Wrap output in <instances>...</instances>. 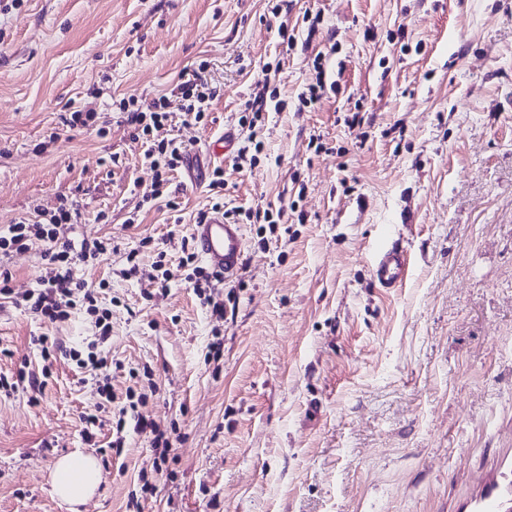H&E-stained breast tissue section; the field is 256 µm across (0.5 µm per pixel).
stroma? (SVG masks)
<instances>
[{
  "label": "stroma",
  "instance_id": "1",
  "mask_svg": "<svg viewBox=\"0 0 512 512\" xmlns=\"http://www.w3.org/2000/svg\"><path fill=\"white\" fill-rule=\"evenodd\" d=\"M319 54L346 91L303 108ZM197 68L216 96L203 122L173 114L184 143L228 125L248 137L238 119L262 87L287 103L254 163L224 157L227 205L288 221L245 225L220 321L186 282L161 291L115 274L135 249L146 265L158 249L177 260L211 205L204 159L196 187L173 173L177 210L144 202L154 173L116 107L170 94ZM75 105L106 135L69 129ZM65 199L74 241L113 245L73 268L112 312L113 409L147 393L138 411L156 428L108 452L96 385L57 358L38 404L0 399V512H127L146 481L143 512H497L512 493V0L0 4V229ZM389 226L413 268L388 292L371 267ZM8 267L14 293L37 287L43 244ZM94 332L82 311L49 324L0 309V375L40 365L32 337L83 351ZM159 431L170 446L155 475ZM75 452L105 472L76 508L50 482Z\"/></svg>",
  "mask_w": 512,
  "mask_h": 512
}]
</instances>
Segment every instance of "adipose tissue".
I'll return each instance as SVG.
<instances>
[{
	"label": "adipose tissue",
	"instance_id": "1",
	"mask_svg": "<svg viewBox=\"0 0 512 512\" xmlns=\"http://www.w3.org/2000/svg\"><path fill=\"white\" fill-rule=\"evenodd\" d=\"M104 480L98 461L89 455H69L57 460L51 472L53 492L68 504L89 498Z\"/></svg>",
	"mask_w": 512,
	"mask_h": 512
}]
</instances>
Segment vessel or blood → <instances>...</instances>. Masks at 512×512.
<instances>
[{
    "label": "vessel or blood",
    "instance_id": "b4317fda",
    "mask_svg": "<svg viewBox=\"0 0 512 512\" xmlns=\"http://www.w3.org/2000/svg\"><path fill=\"white\" fill-rule=\"evenodd\" d=\"M238 134L234 127L212 136L205 154L210 162H220L224 152L235 144ZM193 246L205 266L226 282L238 277L246 265V243L243 227L225 219L223 211L216 210L207 215L191 229ZM375 283L382 288H400L410 276L407 255L399 244L383 246L372 266Z\"/></svg>",
    "mask_w": 512,
    "mask_h": 512
}]
</instances>
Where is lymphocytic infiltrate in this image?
Masks as SVG:
<instances>
[{"mask_svg":"<svg viewBox=\"0 0 512 512\" xmlns=\"http://www.w3.org/2000/svg\"><path fill=\"white\" fill-rule=\"evenodd\" d=\"M175 98L160 96L152 101L139 104L136 109L127 111L125 120L134 126L139 138L149 141L150 146L144 157L154 171V183L150 197L154 200L169 199L173 172L183 163L185 148L181 142L171 138L167 128L172 111L184 112L185 116L200 122L206 116L209 102L214 97V89L202 86L194 79L183 80L177 86ZM282 111L283 102L269 103L266 92H258L246 105V113L240 118L247 124L251 134L246 145L240 148L238 159L251 163L260 153L263 144L258 135L265 126V114L268 109ZM73 218L72 209L58 207L57 211L44 215L34 223L18 221L0 230V256H9L11 252L28 248L30 242L43 241L44 255L49 271L39 286L22 297H13L9 287L11 274L0 270V299L11 301L17 308L34 318L55 324L70 319L73 311L82 310L89 315L98 331L95 342L89 343L87 351L62 349L60 344L47 336L37 337L36 345L41 349L42 358H50L54 352H61L64 358L75 363L78 369L90 373L98 384V391L104 403H111L114 395L110 382V363L107 355L100 351V344L106 343L112 336L111 312L99 309L94 289L81 280L74 278L72 268L76 263L87 262L104 251L103 243H75L68 237L67 226ZM198 257L192 247L190 237H183L181 256L176 268H168L165 252H158L151 264L152 283L167 290L172 282L178 280L179 269H186V282L190 284L203 306L208 307L212 317L223 319L225 307L222 300L216 299L211 291L213 275L198 266Z\"/></svg>","mask_w":512,"mask_h":512,"instance_id":"obj_1","label":"lymphocytic infiltrate"}]
</instances>
